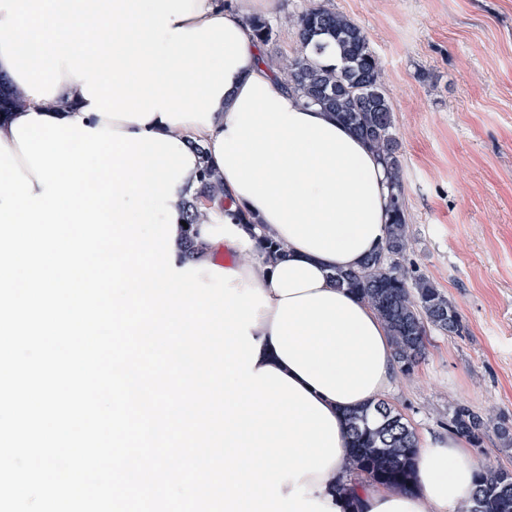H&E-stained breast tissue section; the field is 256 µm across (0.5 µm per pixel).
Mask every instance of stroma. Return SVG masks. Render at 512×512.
<instances>
[{"mask_svg": "<svg viewBox=\"0 0 512 512\" xmlns=\"http://www.w3.org/2000/svg\"><path fill=\"white\" fill-rule=\"evenodd\" d=\"M320 4L365 31L395 108L410 270L456 305L465 330L431 332L385 399L419 438L448 436L464 402L512 426V0H275L264 46L278 70L300 50L295 19Z\"/></svg>", "mask_w": 512, "mask_h": 512, "instance_id": "35a3bbf8", "label": "stroma"}]
</instances>
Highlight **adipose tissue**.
Listing matches in <instances>:
<instances>
[{
    "instance_id": "adipose-tissue-1",
    "label": "adipose tissue",
    "mask_w": 512,
    "mask_h": 512,
    "mask_svg": "<svg viewBox=\"0 0 512 512\" xmlns=\"http://www.w3.org/2000/svg\"><path fill=\"white\" fill-rule=\"evenodd\" d=\"M0 75L25 99L0 116V142L14 157L22 152L11 128L31 113L203 146L175 195H190L208 165L231 205L209 210L194 261L247 255L233 264L232 285L269 301L250 329L257 367L283 372L324 405L349 454L348 412L379 400L395 374L386 324L333 280L384 243L389 192L378 157L334 114L304 104L267 66L244 14L216 0H0ZM238 209L257 231L234 222ZM261 236L284 254L268 256ZM342 457L302 477L309 498L336 512ZM476 471L459 438L428 439L412 490L376 485L354 496L361 512H448Z\"/></svg>"
}]
</instances>
